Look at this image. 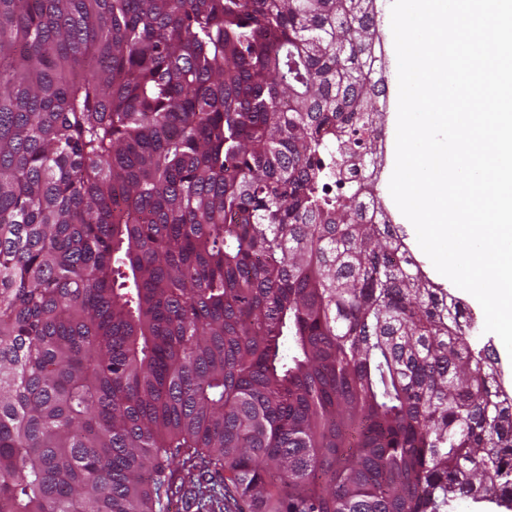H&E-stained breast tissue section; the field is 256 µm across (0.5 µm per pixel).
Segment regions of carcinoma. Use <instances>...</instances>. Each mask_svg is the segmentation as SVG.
<instances>
[{
    "label": "carcinoma",
    "mask_w": 512,
    "mask_h": 512,
    "mask_svg": "<svg viewBox=\"0 0 512 512\" xmlns=\"http://www.w3.org/2000/svg\"><path fill=\"white\" fill-rule=\"evenodd\" d=\"M372 0H0V512H512V398L395 224Z\"/></svg>",
    "instance_id": "1"
}]
</instances>
